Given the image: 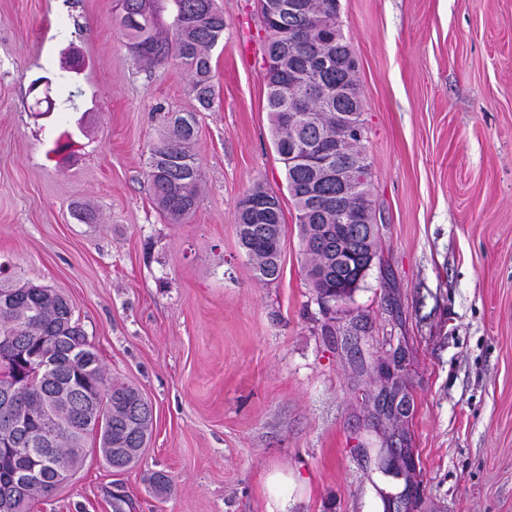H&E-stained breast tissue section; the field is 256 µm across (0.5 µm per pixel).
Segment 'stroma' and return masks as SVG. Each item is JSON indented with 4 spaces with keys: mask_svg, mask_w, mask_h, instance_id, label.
I'll list each match as a JSON object with an SVG mask.
<instances>
[{
    "mask_svg": "<svg viewBox=\"0 0 512 512\" xmlns=\"http://www.w3.org/2000/svg\"><path fill=\"white\" fill-rule=\"evenodd\" d=\"M217 4L204 110L179 65L138 68L116 0H0V264L64 293L155 415L137 466L89 456L31 512H112L116 492L133 512H268L273 470L297 482L288 512H512V0H338L378 223L370 270L338 302L302 268L258 0ZM167 112L198 115L201 201L179 224L145 181ZM257 184L285 217L273 282L237 236Z\"/></svg>",
    "mask_w": 512,
    "mask_h": 512,
    "instance_id": "1",
    "label": "stroma"
}]
</instances>
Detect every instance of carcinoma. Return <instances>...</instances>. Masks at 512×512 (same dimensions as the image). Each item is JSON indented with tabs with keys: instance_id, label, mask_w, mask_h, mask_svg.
Returning a JSON list of instances; mask_svg holds the SVG:
<instances>
[{
	"instance_id": "obj_1",
	"label": "carcinoma",
	"mask_w": 512,
	"mask_h": 512,
	"mask_svg": "<svg viewBox=\"0 0 512 512\" xmlns=\"http://www.w3.org/2000/svg\"><path fill=\"white\" fill-rule=\"evenodd\" d=\"M117 22L133 56L149 67L175 61L191 77V92L204 109L214 99L212 53L224 39V13L215 0H121ZM171 13L172 20L164 19ZM338 14L294 17L283 9L265 18V53L279 54L285 42L308 57L326 30H336ZM288 57L282 69L265 74L267 108L273 144L285 164L288 192L296 211L298 234L305 255V276L325 300L336 289L354 291L358 273L333 263L325 273L318 268L324 255L317 241L336 238V218L328 206L336 198V185L325 184L310 194L311 170L288 164L291 148L302 145L315 154L336 142V111L351 114L358 136L355 143H342L339 152L359 161L357 184L351 206L362 224L376 225L370 199L371 165L361 150L366 131L356 73L351 68L331 66L318 73L325 83L350 85L349 95L329 112L308 113L309 122L297 136L288 129L286 110L293 103L288 94ZM198 132L196 113L166 116V131L149 150L145 175L148 190L163 215L172 224L194 212L200 203L201 167L192 145ZM251 193L236 205L239 243L258 275L267 282L281 273L282 242L286 225L282 207L261 221L249 207ZM21 342L25 353L11 361L0 377L14 380L20 391L14 415L25 427L10 448L0 447V485L10 484L21 472L31 475L25 498L14 512H30L31 504L51 497L61 481L72 480L83 468L89 450L98 454L114 471L135 465L153 432V408L140 390L112 379L65 295L44 286L18 285L0 278V350ZM52 367H41L43 358Z\"/></svg>"
}]
</instances>
